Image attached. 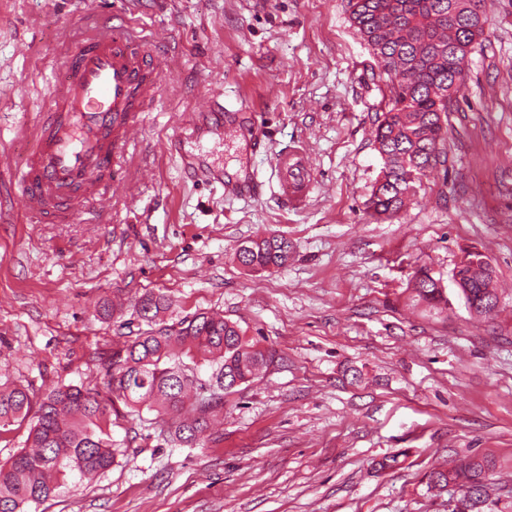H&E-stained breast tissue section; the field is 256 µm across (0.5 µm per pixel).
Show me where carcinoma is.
<instances>
[{
	"instance_id": "cac0c4a2",
	"label": "carcinoma",
	"mask_w": 512,
	"mask_h": 512,
	"mask_svg": "<svg viewBox=\"0 0 512 512\" xmlns=\"http://www.w3.org/2000/svg\"><path fill=\"white\" fill-rule=\"evenodd\" d=\"M350 20L382 58L389 98L374 141L383 167L367 200L377 217L398 214L416 195L442 159L448 133V86L464 72L468 55L484 35L486 19L478 0H348ZM293 244L282 235L259 236L238 248L240 265L262 273L288 263ZM491 276L478 279L474 299L491 315L497 295ZM414 291L428 302L444 299V288L428 272L416 276ZM171 304L162 294L146 293L133 303L139 322L132 339L112 350L104 367L102 397L97 388L57 384L32 405L25 389L0 385V431L30 423L27 446L0 464V512H23L30 502L53 497L61 482L104 472L115 462L112 414L117 405L131 419L147 410L169 423V441L193 445L224 405V394L247 383L274 358L260 341L220 314L197 313L167 324L161 314ZM196 354L215 366L204 381L183 361ZM486 458L472 457L428 475L444 490L463 483V497L451 512H484L488 499Z\"/></svg>"
}]
</instances>
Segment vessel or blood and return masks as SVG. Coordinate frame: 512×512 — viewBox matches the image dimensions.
<instances>
[{
  "instance_id": "vessel-or-blood-1",
  "label": "vessel or blood",
  "mask_w": 512,
  "mask_h": 512,
  "mask_svg": "<svg viewBox=\"0 0 512 512\" xmlns=\"http://www.w3.org/2000/svg\"><path fill=\"white\" fill-rule=\"evenodd\" d=\"M166 57L137 36L131 26L117 23L80 37L70 49L55 96L39 120L35 147L19 178L28 211L64 224L85 204H106L125 180L118 158L135 140L145 112L151 111ZM221 92L212 93L206 109L191 122L198 134L210 133L209 120L223 111ZM184 174L194 180L226 184L231 193H258L260 184L225 183L221 173L193 154H182ZM291 203L305 195L302 152L284 158Z\"/></svg>"
}]
</instances>
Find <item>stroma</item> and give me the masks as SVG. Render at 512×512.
Here are the masks:
<instances>
[{"label": "stroma", "mask_w": 512, "mask_h": 512, "mask_svg": "<svg viewBox=\"0 0 512 512\" xmlns=\"http://www.w3.org/2000/svg\"><path fill=\"white\" fill-rule=\"evenodd\" d=\"M485 39L448 114V158L389 219L366 208L382 166L373 130L387 77L348 21V0H0V384L40 399L94 385L123 342L129 303L167 295L170 318L218 312L275 353L225 395L191 447L167 426L115 419L119 450L93 481L71 475L25 512H448L434 468L491 460L487 512H512V0H484ZM116 17L169 57L154 109L124 162L104 222L30 214L18 176L30 129L75 35ZM263 133L192 140L186 123L214 87ZM225 177L257 172L231 198L183 177L167 139ZM305 153L303 207L278 166ZM276 233L294 253L249 273L242 243ZM492 263L498 307L472 313L454 281L465 251ZM439 307L415 300L419 271ZM118 302L101 317L104 301ZM360 379H353V372ZM398 456L390 469L375 461ZM439 280L434 279L428 272L420 271L416 276L415 291L416 295L428 303H439L444 299V288L438 287Z\"/></svg>", "instance_id": "1"}]
</instances>
